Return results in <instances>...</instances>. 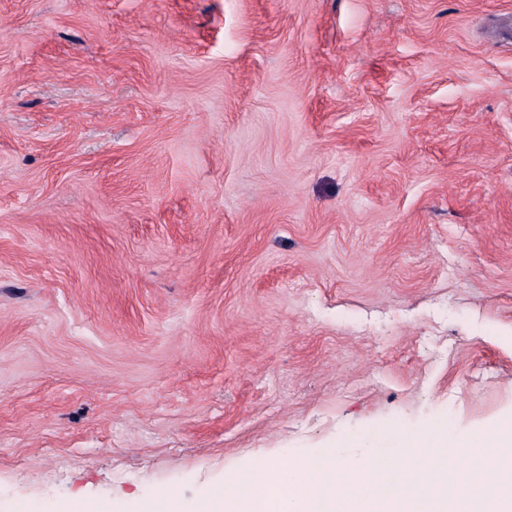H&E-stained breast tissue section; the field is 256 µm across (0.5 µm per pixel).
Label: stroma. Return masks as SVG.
I'll list each match as a JSON object with an SVG mask.
<instances>
[{
	"mask_svg": "<svg viewBox=\"0 0 512 512\" xmlns=\"http://www.w3.org/2000/svg\"><path fill=\"white\" fill-rule=\"evenodd\" d=\"M512 421V0H0V512Z\"/></svg>",
	"mask_w": 512,
	"mask_h": 512,
	"instance_id": "35a3bbf8",
	"label": "stroma"
}]
</instances>
